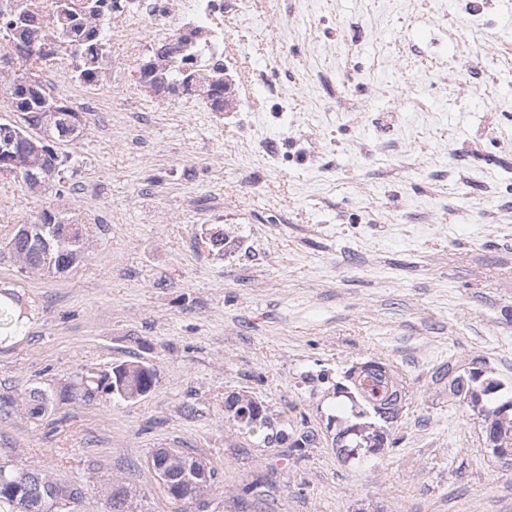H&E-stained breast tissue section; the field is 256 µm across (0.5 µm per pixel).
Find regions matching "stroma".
<instances>
[{"instance_id": "35a3bbf8", "label": "stroma", "mask_w": 512, "mask_h": 512, "mask_svg": "<svg viewBox=\"0 0 512 512\" xmlns=\"http://www.w3.org/2000/svg\"><path fill=\"white\" fill-rule=\"evenodd\" d=\"M252 35V57L270 69L263 13L224 17V33ZM335 44L317 60L322 77L292 109L332 129V168L314 174L293 165L274 170L264 153L239 157L235 112L213 111L198 95L158 98L134 74L150 46L131 54L112 35V69L103 82L77 86L94 110L83 132L59 146L71 161L61 176L31 191L0 180V240L9 226L55 208L84 224L85 257L53 277L20 269L0 254V290L14 293L17 326L0 329V392L23 398L44 390L52 404L40 417L15 405L0 414V457L81 484L74 512H106L112 484L135 491L136 512H180L149 465L155 449L180 448L216 468L208 512H234L250 482L276 485L268 512H512V468L485 451L476 417L448 400L431 376L451 359L482 361L512 398V239L474 220L492 207L491 186L512 182V153L486 156L475 135L487 103L512 113V76L485 74L460 103L429 98L413 77L381 67L402 46L428 56L449 52L448 31L428 22L404 27L367 11L363 0H332L327 13L296 15L281 37L295 58L313 37ZM372 62L366 80L382 85L374 102L404 104L399 138L420 144L419 113L430 112L463 153L458 168L479 180L431 184L408 153L371 162L355 151L380 132L352 123L345 111L320 110L334 96L358 97L345 82L346 59ZM150 114L151 152L126 126V105ZM247 164L266 196L233 185ZM391 194L406 222L346 224L368 197ZM330 196L332 211L313 209ZM447 202L455 217L436 232L422 212ZM222 227L229 245L210 252L200 236ZM154 365L152 391L133 402L62 398L83 371L124 360ZM376 359L394 369L406 400L393 429L395 447L365 465L343 461L326 429L329 398L351 366ZM252 396L291 428L318 431V447L282 458L262 435L224 420V400Z\"/></svg>"}]
</instances>
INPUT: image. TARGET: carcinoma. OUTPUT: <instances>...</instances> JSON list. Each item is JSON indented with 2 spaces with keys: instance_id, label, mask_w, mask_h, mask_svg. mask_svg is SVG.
I'll return each instance as SVG.
<instances>
[{
  "instance_id": "obj_1",
  "label": "carcinoma",
  "mask_w": 512,
  "mask_h": 512,
  "mask_svg": "<svg viewBox=\"0 0 512 512\" xmlns=\"http://www.w3.org/2000/svg\"><path fill=\"white\" fill-rule=\"evenodd\" d=\"M20 9L0 7V38L7 41L6 52L11 55V66L0 72V92L10 93L13 111L27 115L23 125L13 127L11 134L0 140V177L10 173L12 178L22 175L17 168L27 162L40 163L49 172L60 171L68 157H60L54 142L45 138L43 116L55 110L62 113L57 119L65 124L66 118L80 123L79 113L70 109L60 99L43 88L39 72L52 66L58 55L71 57L73 78L80 85H97L105 76L110 53L107 35L102 33L108 12L125 8V0H51L50 22L43 24L41 16L34 13L30 0H22ZM193 47H183L182 42L169 48L168 53L155 58L152 82L178 85L186 91L193 89L191 82L195 71L188 70ZM208 87L215 95L212 109L223 111L224 99H232L231 83L224 64L216 61L203 70ZM39 227L33 229V239L14 231L9 243L15 256L20 258L23 269L45 271L61 275L74 267L82 256V244L66 239L67 219L54 210L45 209L36 217ZM54 234L58 237L57 253L53 260L42 256L38 239ZM11 293L0 291V326L13 322ZM347 383L336 384L334 394L350 404V415L337 419L328 418V424L336 425L332 444L344 460H360L378 455L391 445L389 429L399 416L403 405L396 373L380 362L367 361L346 371ZM435 382L448 380V393L453 402L464 403L481 418L484 438L497 449L493 458L500 466H512V400L498 401L497 392L502 384L485 374L477 361H448V365L436 372ZM154 366L138 360H127L98 374L89 371L63 389L62 397L79 396L86 401L95 399L103 392L124 402L136 401L147 396L155 385ZM29 413L33 417L43 415L47 409V394L34 388L26 396ZM226 422L247 432L268 430L267 443L277 447L310 448L318 439L312 429H276L263 402L243 394H231L224 401ZM150 464L158 478L172 479L174 488L190 490L194 497L186 503L209 507L213 492L215 468H201V460L175 448H158L152 454ZM29 473L47 485L42 495L18 493L11 485L0 481V512H64L59 504L78 502L83 495L81 487L61 483L35 470L15 468L0 462V474L11 479L21 473ZM274 489L266 480L251 483V499L237 501L238 512H263L268 497ZM110 512H134L131 491L122 485L112 487L109 496Z\"/></svg>"
}]
</instances>
